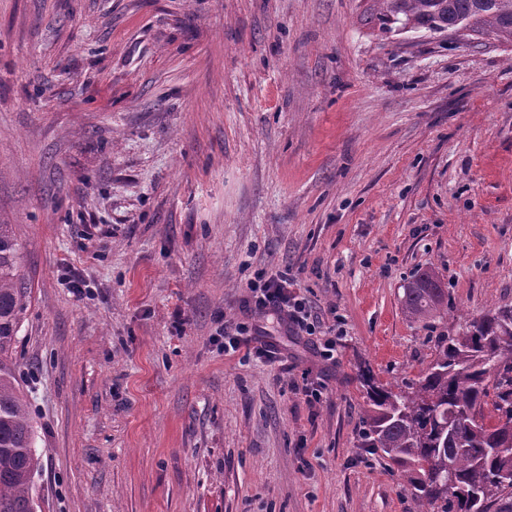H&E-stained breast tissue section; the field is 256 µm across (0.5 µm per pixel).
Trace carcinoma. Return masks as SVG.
Here are the masks:
<instances>
[{
  "instance_id": "carcinoma-1",
  "label": "carcinoma",
  "mask_w": 512,
  "mask_h": 512,
  "mask_svg": "<svg viewBox=\"0 0 512 512\" xmlns=\"http://www.w3.org/2000/svg\"><path fill=\"white\" fill-rule=\"evenodd\" d=\"M384 32L442 34L465 23L512 43V0H372ZM23 246L0 224V512H37L42 459L14 353L30 303ZM448 308L430 268L405 288L402 312L424 322ZM369 407L361 447L401 472L419 512H503L512 499V306L492 307L437 346L428 371L393 390L359 374Z\"/></svg>"
}]
</instances>
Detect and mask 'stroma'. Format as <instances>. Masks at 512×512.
<instances>
[{"label":"stroma","instance_id":"stroma-1","mask_svg":"<svg viewBox=\"0 0 512 512\" xmlns=\"http://www.w3.org/2000/svg\"><path fill=\"white\" fill-rule=\"evenodd\" d=\"M369 6L0 0L39 512H417L359 445L358 374L416 379L512 305V44L385 33ZM431 267L448 309L410 322ZM261 269L317 335L254 312ZM241 323L260 335L225 352Z\"/></svg>","mask_w":512,"mask_h":512}]
</instances>
